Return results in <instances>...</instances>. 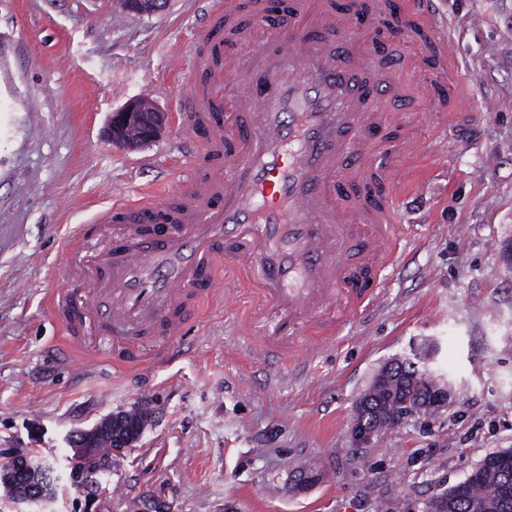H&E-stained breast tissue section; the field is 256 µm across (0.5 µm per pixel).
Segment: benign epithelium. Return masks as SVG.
Returning a JSON list of instances; mask_svg holds the SVG:
<instances>
[{"mask_svg":"<svg viewBox=\"0 0 512 512\" xmlns=\"http://www.w3.org/2000/svg\"><path fill=\"white\" fill-rule=\"evenodd\" d=\"M124 3L129 11L138 14L154 13L161 7V0H124ZM164 122V113L151 102L134 100L112 113V142L124 147L141 145L156 137ZM449 396L450 389L446 384L426 394H410L401 405L400 416L405 418L421 414L431 407H441ZM141 428L142 425L127 414H112L91 430L71 435L69 445L73 455L68 457L70 465L86 466V469L74 472L75 483L79 485L95 479L107 466V461L97 453L98 445L105 442L112 448V454H120L138 439ZM351 437L359 446L368 447L376 437V430L356 421ZM0 482L7 486L17 502H37L53 496L55 492L48 471L30 457H13L9 464L0 466Z\"/></svg>","mask_w":512,"mask_h":512,"instance_id":"7a95c632","label":"benign epithelium"}]
</instances>
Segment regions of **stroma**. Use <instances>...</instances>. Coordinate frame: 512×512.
<instances>
[{
    "mask_svg": "<svg viewBox=\"0 0 512 512\" xmlns=\"http://www.w3.org/2000/svg\"><path fill=\"white\" fill-rule=\"evenodd\" d=\"M466 88L447 126L421 121L428 183L383 305L297 359L250 358L258 330L203 302L161 362L117 370L65 339L49 305L75 289L61 241L114 195L188 190L205 132L181 94L209 0L153 14L118 0H0V463L36 458L53 499L0 512H424L489 453L512 449V0H434ZM52 65H45V58ZM134 98L167 115L133 149L106 130ZM433 345L452 395L358 448L354 405L388 359ZM144 408L141 436L99 485L73 487L68 436ZM318 471L299 486V470Z\"/></svg>",
    "mask_w": 512,
    "mask_h": 512,
    "instance_id": "35a3bbf8",
    "label": "stroma"
}]
</instances>
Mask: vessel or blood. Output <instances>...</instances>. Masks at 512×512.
I'll list each match as a JSON object with an SVG mask.
<instances>
[{
    "instance_id": "obj_1",
    "label": "vessel or blood",
    "mask_w": 512,
    "mask_h": 512,
    "mask_svg": "<svg viewBox=\"0 0 512 512\" xmlns=\"http://www.w3.org/2000/svg\"><path fill=\"white\" fill-rule=\"evenodd\" d=\"M219 11L229 29L223 62L197 59L205 87L188 85L181 97L209 126L203 147L219 169L175 196L113 201L92 218L101 246L78 252L85 231L74 228L68 271L85 288L50 299L84 357L99 356L87 339L96 328L117 369L151 366L147 342L183 336L187 309L222 300L223 264L244 272L263 300L251 321L270 322L275 337L256 344L258 357L295 353L303 325L328 307L345 318L383 303L384 272L402 256L400 216L409 196L426 191L411 175L425 144L386 132L413 119L395 78L403 62L390 60L392 75L362 90L371 55L352 52L334 0H288L287 24L270 23L261 42L253 27L238 26L232 0ZM418 13L421 27L440 36L430 46L434 63H455L433 0H419Z\"/></svg>"
}]
</instances>
